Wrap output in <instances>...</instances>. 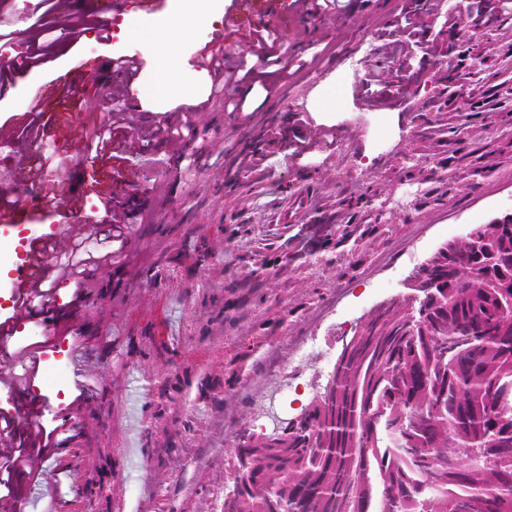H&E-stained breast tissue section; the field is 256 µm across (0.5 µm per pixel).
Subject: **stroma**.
Here are the masks:
<instances>
[{"instance_id":"35a3bbf8","label":"stroma","mask_w":512,"mask_h":512,"mask_svg":"<svg viewBox=\"0 0 512 512\" xmlns=\"http://www.w3.org/2000/svg\"><path fill=\"white\" fill-rule=\"evenodd\" d=\"M232 2L204 0L184 15L185 35L166 34L150 50L121 31L75 42L58 31L51 61L0 88L1 122L28 113L38 90L70 79L84 61L104 64L83 86L93 94L113 81L112 58L171 55L175 82L209 103L193 112L179 96H145L160 71L144 66L131 86L133 104L146 122L176 110L207 129L205 157L171 155L160 143L126 154L112 175L133 193L152 190L153 209L148 223L133 225L122 264L98 270L93 304L82 310L74 285L53 280L51 327L31 319L0 347V366L17 377L23 364L15 348L46 343L35 378L0 385V411L24 392L47 403L44 433L63 417L75 426L54 455L33 456L41 483L27 512H224L233 452L255 433L249 386L270 375V360L288 364L297 379L286 415L294 420L325 391L345 341L369 315L409 300L415 270L512 207V82L488 73L474 83L468 69L446 65L464 35L492 62L512 58V14L449 32L442 11H419L420 36L436 41V51L416 47L421 77L397 93L393 109L366 111L352 101L364 79L355 63L368 54L371 67L392 70L400 35L393 17L409 0H348L337 17L266 0L243 29L228 32ZM264 25L285 34L286 68L308 47L322 55L290 83L264 77V91L250 97L257 114L242 124L223 100H208L210 78L191 58L219 30L246 56L250 31ZM289 116L334 126V144L314 165L291 156L281 131ZM108 118V108L72 106L60 118L45 116L36 141L13 153L0 148V184L17 211L13 224L0 225V267L17 263L21 241L57 229L83 225L96 237L92 182L101 162L76 133ZM243 150L259 151L256 170L240 168ZM28 151L55 155L63 196L47 202L34 181L13 180L15 153ZM69 193L82 196L80 213L68 210ZM307 336L322 355L292 359L280 348ZM79 375L94 381L97 395L77 406ZM217 425L228 446L215 443Z\"/></svg>"}]
</instances>
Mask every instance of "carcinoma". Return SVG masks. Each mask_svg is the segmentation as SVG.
Instances as JSON below:
<instances>
[{"label": "carcinoma", "mask_w": 512, "mask_h": 512, "mask_svg": "<svg viewBox=\"0 0 512 512\" xmlns=\"http://www.w3.org/2000/svg\"><path fill=\"white\" fill-rule=\"evenodd\" d=\"M455 252L432 272L443 301L427 319L443 340H468L439 358L431 337L403 334L406 305L381 309L280 446L235 450L248 463L224 512H512V494L478 501L481 486L512 481V426L501 424L512 418V234ZM375 416L414 447H380ZM491 450L494 467L470 468V454Z\"/></svg>", "instance_id": "obj_1"}]
</instances>
